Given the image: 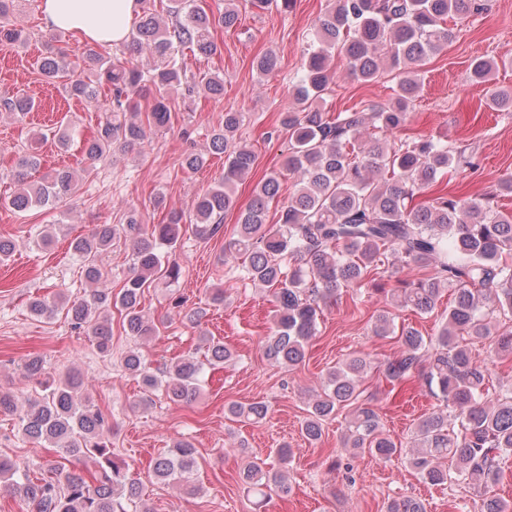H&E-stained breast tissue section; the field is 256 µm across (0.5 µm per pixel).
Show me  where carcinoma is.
<instances>
[{
  "instance_id": "carcinoma-1",
  "label": "carcinoma",
  "mask_w": 512,
  "mask_h": 512,
  "mask_svg": "<svg viewBox=\"0 0 512 512\" xmlns=\"http://www.w3.org/2000/svg\"><path fill=\"white\" fill-rule=\"evenodd\" d=\"M17 4L18 0H0V41L11 45L26 43L23 30L10 24ZM488 9L489 0H333L316 23L303 74L292 86L293 102L279 115L280 131L288 135L284 167L256 184L224 246V263L245 257L239 270L242 280L273 290L275 315L263 353L290 370L305 361L323 306L343 290L368 288L388 297L394 307L428 315L442 294L453 289L447 318L427 340L412 326L396 328L390 309L379 310L373 332L394 336L398 354L383 360L353 356L330 368L321 392L307 402L301 434L311 445L321 442L327 420L347 408L343 447L382 461L400 457L430 485L454 479L484 489L499 482L512 460V386L490 391L489 369L468 344L489 338L490 314L512 315V263L503 260V254L512 253V213L501 212L497 205L501 192L512 193V175L491 191L468 197L443 193L418 202L417 196L438 183L455 161L467 166L473 162L463 150L431 137L411 136L406 130L421 90L420 67L456 38L448 18L463 21ZM238 20L236 0H224V11L217 15L203 0H155L142 9L120 53L105 56L89 46L77 74L67 52L58 47L37 59L36 67L47 80L61 82L66 95L105 105V119L82 140L87 159L97 161L116 148L144 144L152 129L168 125L176 97L191 100L202 93L220 99L224 79L188 76L177 53H222L215 34ZM338 51L360 83L374 81L386 65L401 69L393 99L334 115L312 104L333 81L331 61ZM144 52L153 59L147 68L139 60ZM254 65L269 75L278 60L265 52ZM495 67L492 60L474 61L472 82L488 83ZM488 100L500 111L511 109L512 87L488 91ZM33 105L19 94L0 96V110L15 116L25 115ZM241 122V113H224L223 124L208 134V149L182 157V166L194 172L210 156L224 155L223 179L194 200L190 228L199 240L221 232L224 213L238 205L236 186L255 164L251 146L238 137ZM398 132L404 137L388 143L386 136ZM17 166L16 191L8 199L17 211L58 208L77 188L69 170L29 179V172L41 167L37 154L20 156ZM286 176L294 178L296 191L273 227L267 224L268 207ZM181 221L182 215L173 212L168 223L148 228L130 207L125 223L97 224L90 234L73 238L70 247L83 264L90 288L74 300L36 297L28 304L30 314L51 318L65 312L73 328L103 357L112 355L108 313L113 307L120 308L126 335L138 341L160 335L164 322L147 315L141 301L155 279L178 282L181 267L170 256L181 243ZM121 238L131 246L132 266L115 292L101 287L96 261ZM386 266H414L426 274L398 278L388 288L371 277ZM203 317L201 309L185 314L198 330L205 349L202 359L186 355L153 369L138 350L126 352L122 366L145 395L159 392L171 403L188 404L207 371L222 369L233 360L224 339L203 329ZM491 353L512 357V326L498 335ZM18 367L42 386L43 393L27 399L20 409L16 395L0 389V413H19L22 437L37 447L54 449L58 459L45 460L36 474L0 458V479L9 482L14 496L31 512H147L138 508L143 486L130 465L113 452L108 417L84 395L81 373L73 370L57 380H43V359L34 355L21 359ZM374 372L394 388L418 381L436 400L435 409L416 422L408 448L388 437L375 408L357 405L365 380ZM268 411L264 400L225 406L232 418L255 424ZM294 456V449L282 446L272 462L249 458L240 477L262 498L271 493L286 496L291 492L286 472ZM70 458L89 462L92 468L71 470L60 463ZM196 469L197 450L187 439L175 441L152 461L157 482L177 484L190 496L199 491ZM385 512L426 510L421 501L402 496L389 501ZM478 512H512V502L486 494Z\"/></svg>"
}]
</instances>
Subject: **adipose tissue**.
<instances>
[{"label": "adipose tissue", "mask_w": 512, "mask_h": 512, "mask_svg": "<svg viewBox=\"0 0 512 512\" xmlns=\"http://www.w3.org/2000/svg\"><path fill=\"white\" fill-rule=\"evenodd\" d=\"M138 6V0H41L40 10L48 29L115 46L126 41Z\"/></svg>", "instance_id": "adipose-tissue-1"}]
</instances>
